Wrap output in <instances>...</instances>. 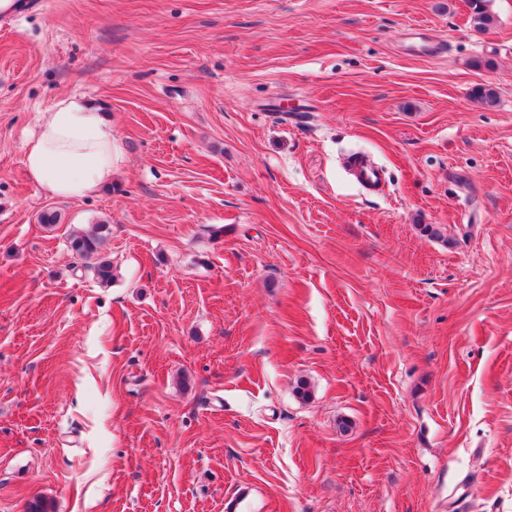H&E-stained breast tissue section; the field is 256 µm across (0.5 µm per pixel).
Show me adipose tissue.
<instances>
[{
	"label": "adipose tissue",
	"mask_w": 512,
	"mask_h": 512,
	"mask_svg": "<svg viewBox=\"0 0 512 512\" xmlns=\"http://www.w3.org/2000/svg\"><path fill=\"white\" fill-rule=\"evenodd\" d=\"M123 155L105 112L72 95L59 100L27 142L30 180L50 195L83 199L111 184Z\"/></svg>",
	"instance_id": "adipose-tissue-1"
}]
</instances>
